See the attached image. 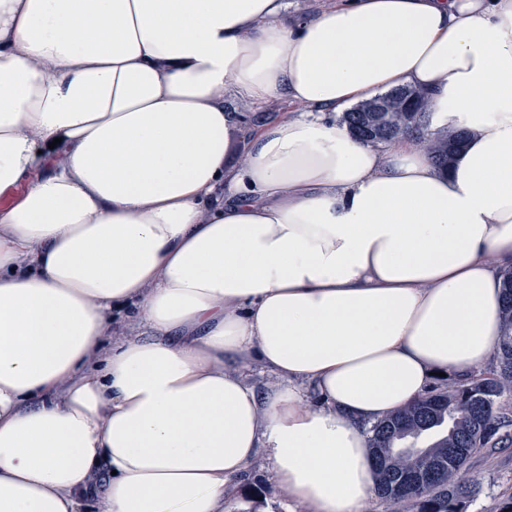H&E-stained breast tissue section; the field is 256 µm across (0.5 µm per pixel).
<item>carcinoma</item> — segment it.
Wrapping results in <instances>:
<instances>
[{
  "instance_id": "carcinoma-1",
  "label": "carcinoma",
  "mask_w": 512,
  "mask_h": 512,
  "mask_svg": "<svg viewBox=\"0 0 512 512\" xmlns=\"http://www.w3.org/2000/svg\"><path fill=\"white\" fill-rule=\"evenodd\" d=\"M405 100L414 95V112H366L359 106L341 115L358 140L389 144L404 133L418 132V143L446 169L466 141L467 133L427 131V99L411 88L392 91ZM502 336L497 367L474 377L448 382L405 409L374 423L370 448L376 473L377 495L414 512H466L476 493L464 479L469 460L481 448L502 440L506 417L499 399L512 396V268L502 271Z\"/></svg>"
}]
</instances>
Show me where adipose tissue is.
Returning <instances> with one entry per match:
<instances>
[{
    "mask_svg": "<svg viewBox=\"0 0 512 512\" xmlns=\"http://www.w3.org/2000/svg\"><path fill=\"white\" fill-rule=\"evenodd\" d=\"M400 86L448 169L337 123ZM510 267L512 0H0V512H224L262 452L361 512L366 423L489 361ZM232 107L237 112H245L246 121L250 125H257L282 119L284 116L292 113L288 107L280 102H274L268 105L254 106L245 103L232 101Z\"/></svg>",
    "mask_w": 512,
    "mask_h": 512,
    "instance_id": "ef3b65f1",
    "label": "adipose tissue"
}]
</instances>
